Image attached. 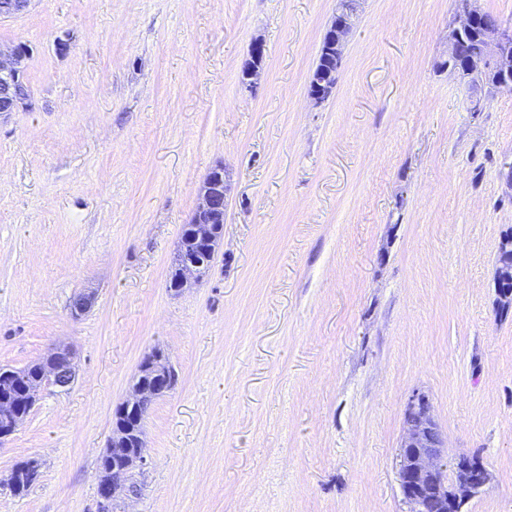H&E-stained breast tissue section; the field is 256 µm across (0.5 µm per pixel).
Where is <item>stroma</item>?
Returning <instances> with one entry per match:
<instances>
[{
	"label": "stroma",
	"instance_id": "obj_1",
	"mask_svg": "<svg viewBox=\"0 0 512 512\" xmlns=\"http://www.w3.org/2000/svg\"><path fill=\"white\" fill-rule=\"evenodd\" d=\"M335 4L32 0L0 19V47L30 50V102L0 113V367L66 346L76 369L0 443V512H96L113 409L156 348L178 380L144 416L123 512H408L415 391L449 454L491 474L462 512H512V311L495 288L512 91L448 69L453 0H365L313 105ZM219 164L223 238L173 292ZM30 458L41 478L13 495ZM336 85V73L324 70H314L310 74L308 83L309 97L316 103H322ZM176 264L178 268L177 278L172 288H178L179 291L187 285L189 280L199 281L203 277V273L206 272L200 254L181 247L176 255Z\"/></svg>",
	"mask_w": 512,
	"mask_h": 512
}]
</instances>
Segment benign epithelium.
Masks as SVG:
<instances>
[{"instance_id": "7a95c632", "label": "benign epithelium", "mask_w": 512, "mask_h": 512, "mask_svg": "<svg viewBox=\"0 0 512 512\" xmlns=\"http://www.w3.org/2000/svg\"><path fill=\"white\" fill-rule=\"evenodd\" d=\"M31 0H5L0 5V17H12L24 13ZM362 0H338L333 23L324 33L322 44L336 63L344 58L345 39L360 10ZM479 12L471 6V0H460L455 25L448 34V53H453L463 35L467 34ZM483 50L473 60L468 78L474 85H486L495 89L512 86V26L506 24L487 27L482 36ZM25 47L17 44L4 51L0 49V112H14L24 101L17 88L24 84ZM336 85V73L314 70L308 83L309 97L322 103ZM227 186L224 167L212 170L199 188V204L185 226L187 237L201 247V252L184 248L176 255L177 278L173 287L182 289L189 280L199 281L206 272L200 253L217 248L224 227V206ZM41 381L29 389L30 400L45 387L65 388L75 378L73 353L67 347H57L47 355ZM157 387L143 380L133 388L125 406H138L152 402ZM20 421L0 403V442L11 436ZM448 451L442 433L434 417L428 395L415 392L408 399L404 413L403 439L399 453V478L403 496L409 505L408 512H461L463 505L490 484L491 474L479 460L462 454L453 479H448ZM146 465L143 438L119 464H112L104 481L103 502L100 510L120 501L127 492V476Z\"/></svg>"}]
</instances>
